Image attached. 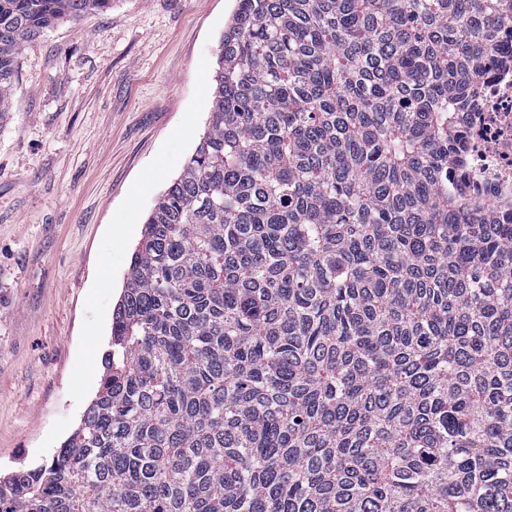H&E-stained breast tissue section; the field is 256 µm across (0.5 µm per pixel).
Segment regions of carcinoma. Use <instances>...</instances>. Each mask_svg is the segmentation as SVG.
Returning a JSON list of instances; mask_svg holds the SVG:
<instances>
[{"label":"carcinoma","instance_id":"obj_1","mask_svg":"<svg viewBox=\"0 0 512 512\" xmlns=\"http://www.w3.org/2000/svg\"><path fill=\"white\" fill-rule=\"evenodd\" d=\"M111 0H0L15 59ZM512 0H236L101 387L0 512H512V223L448 177Z\"/></svg>","mask_w":512,"mask_h":512}]
</instances>
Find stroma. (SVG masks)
Returning a JSON list of instances; mask_svg holds the SVG:
<instances>
[{
    "label": "stroma",
    "mask_w": 512,
    "mask_h": 512,
    "mask_svg": "<svg viewBox=\"0 0 512 512\" xmlns=\"http://www.w3.org/2000/svg\"><path fill=\"white\" fill-rule=\"evenodd\" d=\"M236 0H112L43 32L0 114V477L101 384L131 254L202 137Z\"/></svg>",
    "instance_id": "obj_1"
}]
</instances>
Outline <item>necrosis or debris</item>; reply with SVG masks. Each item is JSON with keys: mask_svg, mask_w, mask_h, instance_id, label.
<instances>
[{"mask_svg": "<svg viewBox=\"0 0 512 512\" xmlns=\"http://www.w3.org/2000/svg\"><path fill=\"white\" fill-rule=\"evenodd\" d=\"M462 192L490 207L496 223L512 222V49L503 48L462 113Z\"/></svg>", "mask_w": 512, "mask_h": 512, "instance_id": "obj_1", "label": "necrosis or debris"}]
</instances>
